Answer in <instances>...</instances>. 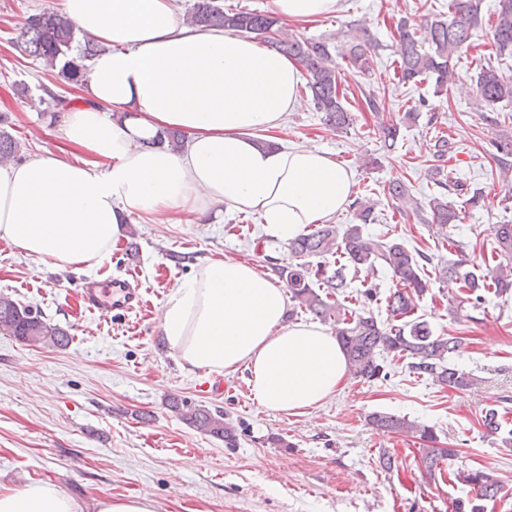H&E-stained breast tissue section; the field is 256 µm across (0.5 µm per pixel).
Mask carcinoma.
Instances as JSON below:
<instances>
[{"mask_svg":"<svg viewBox=\"0 0 512 512\" xmlns=\"http://www.w3.org/2000/svg\"><path fill=\"white\" fill-rule=\"evenodd\" d=\"M452 16L435 15L421 29L409 28L408 21L400 19L396 25L399 38L397 78L402 85L420 79L434 82L440 93L455 77V55L470 45L472 30L480 22L478 0H452ZM496 18L491 26L492 41L499 55L512 54V0H497ZM189 22L202 28H226L271 39L276 49L297 60L309 73L308 88L316 111L323 113L325 124L344 130L353 124L351 113L345 108L336 61L327 41H309L293 35L284 36L276 17L258 12L224 8L220 0H194L189 11ZM13 48L24 58L41 62L57 71V77L68 86L82 83L87 74L86 62L101 46L91 36L82 33L77 24L62 12L42 10L27 15L15 37ZM428 49H423V45ZM368 35H347L341 56L349 59L360 72L370 69ZM476 93L479 102L487 105L512 101V79L493 66H481L477 73ZM414 118L406 112L398 118L381 123L382 147L391 149L396 143L405 120ZM19 141L5 130H0V163L18 159ZM455 145L447 137H437L432 152L430 177L444 193L429 198V216L423 208L416 209L419 219L439 228H452L460 220V213L449 202L445 193L456 191L460 184L448 180L441 165ZM385 195L396 204L411 203L407 186L392 180L384 188ZM357 224H321L308 234L289 240V251L294 258H316L306 263H288L279 268L280 277L298 306L323 322L335 327V336L346 356L350 371L357 378L371 382L388 376L384 360L391 357L407 361L409 373L426 378L439 385L463 390L473 385V377L450 363L462 352L461 336H436L422 316L415 315L418 302L428 292L430 273L442 279H455L463 289V301L478 310L485 302V294L498 296L512 294V224H500L495 234L494 249L501 261L491 269H482L456 244L457 258L444 265L433 264L431 253L420 248H408L399 238L385 234L370 236L365 226L378 221L375 204L356 203ZM364 275L361 295L372 300L379 294L375 282L380 273L389 274L394 288L385 296L390 321L375 319L368 307L350 308L340 301L347 287L345 270ZM0 330L22 342H38L64 346L67 332L32 314L6 294L0 295ZM182 418L195 429L231 442L230 427L224 422V412L204 406L182 411ZM483 427L492 434L502 428L498 410L491 406L481 416ZM372 424L391 433L417 438L431 443L423 449L421 466L429 478H435L441 464L458 455L456 448H437L431 426L406 417L376 414ZM458 480L471 486L475 497L459 500L455 512H485V502L496 498L500 481L486 470H468L457 474Z\"/></svg>","mask_w":512,"mask_h":512,"instance_id":"obj_1","label":"carcinoma"}]
</instances>
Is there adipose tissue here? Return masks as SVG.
Returning a JSON list of instances; mask_svg holds the SVG:
<instances>
[{
    "label": "adipose tissue",
    "mask_w": 512,
    "mask_h": 512,
    "mask_svg": "<svg viewBox=\"0 0 512 512\" xmlns=\"http://www.w3.org/2000/svg\"><path fill=\"white\" fill-rule=\"evenodd\" d=\"M283 20L336 14L340 0H269ZM63 12L105 44L88 63L78 109L64 112L65 139L86 152L0 165V240L55 265L99 268L130 215L149 224L195 215L258 213L267 234L299 235L341 212L352 174L302 145L270 148L261 134L302 105L294 61L232 29L190 24L175 0H62ZM183 148L154 145L163 130ZM288 295L275 276L230 260L198 266L161 312L166 343L189 371L248 373L263 408L320 407L348 365L335 336L286 323ZM0 512H155L148 497L83 501L52 482L0 485Z\"/></svg>",
    "instance_id": "ef3b65f1"
}]
</instances>
